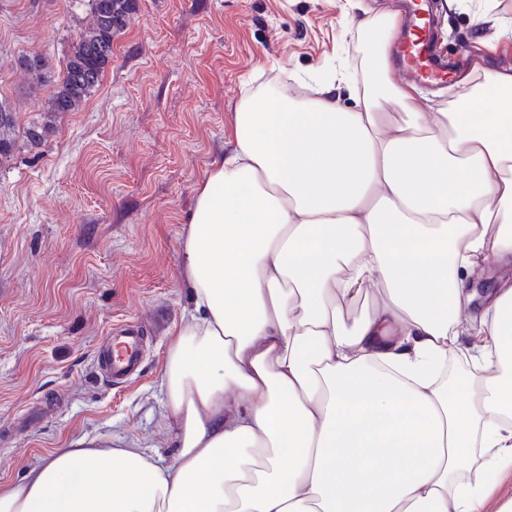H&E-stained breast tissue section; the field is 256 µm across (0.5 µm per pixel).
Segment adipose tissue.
<instances>
[{
  "instance_id": "adipose-tissue-1",
  "label": "adipose tissue",
  "mask_w": 512,
  "mask_h": 512,
  "mask_svg": "<svg viewBox=\"0 0 512 512\" xmlns=\"http://www.w3.org/2000/svg\"><path fill=\"white\" fill-rule=\"evenodd\" d=\"M415 92L384 43L309 98L243 89L183 232L174 461L60 448L0 512H487L486 472L512 467V278L465 284L512 265V70L430 113Z\"/></svg>"
}]
</instances>
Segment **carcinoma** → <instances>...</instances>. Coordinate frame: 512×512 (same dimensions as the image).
Returning <instances> with one entry per match:
<instances>
[{"label":"carcinoma","mask_w":512,"mask_h":512,"mask_svg":"<svg viewBox=\"0 0 512 512\" xmlns=\"http://www.w3.org/2000/svg\"><path fill=\"white\" fill-rule=\"evenodd\" d=\"M91 18L72 39L60 76H54L49 61L41 56L26 57L23 70L35 84L49 89L39 111L47 114L79 112L101 85L112 63V44L123 33L136 12L137 0H88ZM16 117L13 108L0 100V158L15 143Z\"/></svg>","instance_id":"obj_1"}]
</instances>
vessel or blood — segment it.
<instances>
[{
  "mask_svg": "<svg viewBox=\"0 0 512 512\" xmlns=\"http://www.w3.org/2000/svg\"><path fill=\"white\" fill-rule=\"evenodd\" d=\"M408 19L414 36L399 48L403 75L428 81L447 80L448 65L435 51L433 30L423 22L420 7H409ZM143 345V333L134 326L120 329L109 337L98 353V361L112 382L122 383L139 373Z\"/></svg>",
  "mask_w": 512,
  "mask_h": 512,
  "instance_id": "1",
  "label": "vessel or blood"
}]
</instances>
